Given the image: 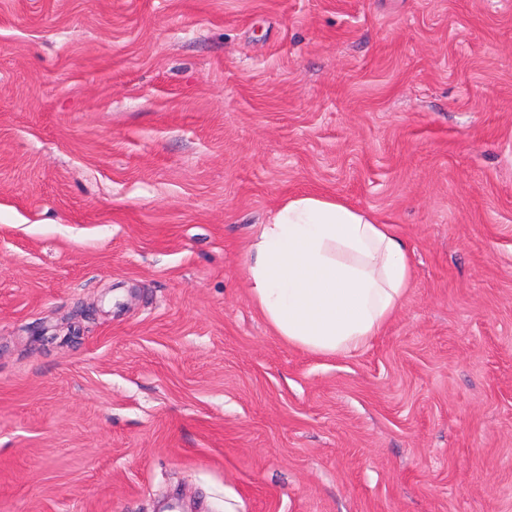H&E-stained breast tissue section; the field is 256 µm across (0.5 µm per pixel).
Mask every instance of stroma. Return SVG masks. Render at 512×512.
<instances>
[{
    "mask_svg": "<svg viewBox=\"0 0 512 512\" xmlns=\"http://www.w3.org/2000/svg\"><path fill=\"white\" fill-rule=\"evenodd\" d=\"M303 194L407 245L364 350L249 298ZM167 503L512 512V0H0V512Z\"/></svg>",
    "mask_w": 512,
    "mask_h": 512,
    "instance_id": "35a3bbf8",
    "label": "stroma"
}]
</instances>
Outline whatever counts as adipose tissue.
<instances>
[{
    "instance_id": "obj_1",
    "label": "adipose tissue",
    "mask_w": 512,
    "mask_h": 512,
    "mask_svg": "<svg viewBox=\"0 0 512 512\" xmlns=\"http://www.w3.org/2000/svg\"><path fill=\"white\" fill-rule=\"evenodd\" d=\"M413 278L390 225L347 203L289 198L249 246L253 305L288 346L333 356L358 351L401 308Z\"/></svg>"
}]
</instances>
